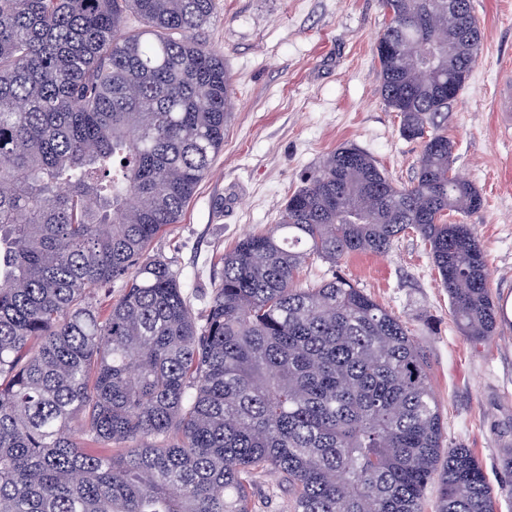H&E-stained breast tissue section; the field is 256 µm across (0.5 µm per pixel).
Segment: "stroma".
<instances>
[{"mask_svg": "<svg viewBox=\"0 0 512 512\" xmlns=\"http://www.w3.org/2000/svg\"><path fill=\"white\" fill-rule=\"evenodd\" d=\"M472 2L481 50L438 122L456 146L454 172L483 205L446 220L473 225L506 319L489 343L471 344L412 233L387 254L349 256L341 270L404 321L428 356L447 447L470 449L496 488L512 450V130L495 110L496 85L512 72V0ZM386 23L380 0H215L195 37L223 57L233 83L224 147L179 222L149 248L172 262L195 312L222 271L219 253L276 224L301 175L338 146L358 147L398 185L413 181L421 143L402 135L380 91L375 43Z\"/></svg>", "mask_w": 512, "mask_h": 512, "instance_id": "stroma-1", "label": "stroma"}]
</instances>
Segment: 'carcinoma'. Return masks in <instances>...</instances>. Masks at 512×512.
<instances>
[{
	"label": "carcinoma",
	"instance_id": "1",
	"mask_svg": "<svg viewBox=\"0 0 512 512\" xmlns=\"http://www.w3.org/2000/svg\"><path fill=\"white\" fill-rule=\"evenodd\" d=\"M381 2L395 19L379 40L447 39V72L470 76L471 0ZM214 4L0 0V512H252L268 473L293 512H498L512 481L494 490L444 443L403 320L342 275L300 281L314 259L384 254L412 230L467 339L505 319L473 227L444 220L483 199L450 175L435 119L451 102L419 61L380 62L401 133L422 143L410 185L336 148L277 224L222 254L202 318L147 255L224 145L233 85L194 38ZM118 281L103 316L93 295Z\"/></svg>",
	"mask_w": 512,
	"mask_h": 512
}]
</instances>
